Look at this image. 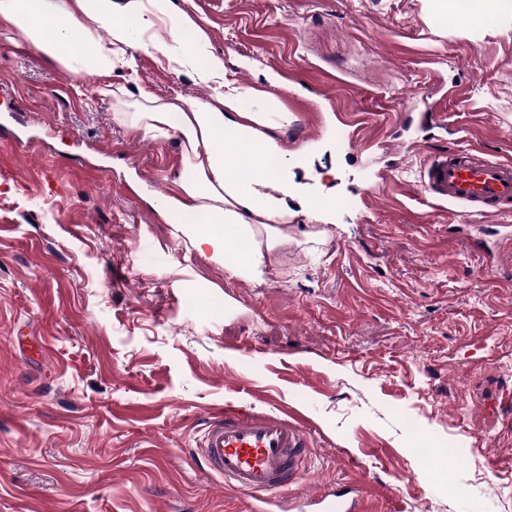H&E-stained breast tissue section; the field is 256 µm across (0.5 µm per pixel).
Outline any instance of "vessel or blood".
<instances>
[{"instance_id": "1", "label": "vessel or blood", "mask_w": 512, "mask_h": 512, "mask_svg": "<svg viewBox=\"0 0 512 512\" xmlns=\"http://www.w3.org/2000/svg\"><path fill=\"white\" fill-rule=\"evenodd\" d=\"M421 184L434 199L479 208L512 210V163L448 151L432 158ZM308 424L298 413H258L228 404L215 412L199 442L209 470L227 490L246 494L250 512H366L363 486L291 494L308 448Z\"/></svg>"}]
</instances>
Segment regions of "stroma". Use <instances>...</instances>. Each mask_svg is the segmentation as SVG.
<instances>
[{
	"label": "stroma",
	"mask_w": 512,
	"mask_h": 512,
	"mask_svg": "<svg viewBox=\"0 0 512 512\" xmlns=\"http://www.w3.org/2000/svg\"><path fill=\"white\" fill-rule=\"evenodd\" d=\"M175 2L206 30L199 59L256 89L243 110L292 114L271 131L288 177L335 212L319 224L289 200L263 282L229 278L157 212L178 139L116 124L99 79L0 36V512H247L197 448L227 403L308 418L295 491L361 483L370 512H512V214L419 183L450 149L512 161V16ZM170 40L156 21L109 83L216 99L151 48ZM428 109L419 143L405 127Z\"/></svg>",
	"instance_id": "obj_1"
}]
</instances>
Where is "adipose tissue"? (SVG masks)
<instances>
[{
  "mask_svg": "<svg viewBox=\"0 0 512 512\" xmlns=\"http://www.w3.org/2000/svg\"><path fill=\"white\" fill-rule=\"evenodd\" d=\"M430 10L462 27L487 16L512 14V0H470L458 12L455 0H430ZM167 20L171 44L156 52L174 66L192 70L201 83L223 82L212 103L174 102L150 94L131 102L123 86L100 87L112 99V118L144 137H178L184 168L175 191L159 211L176 223L189 246L209 252L230 278L262 280L275 250L287 239L288 198L284 154L268 135L266 113L245 112L242 99L253 89L224 79V63L201 61L195 51L204 30L175 0H0V31L49 55L76 76H103L125 64L117 47L138 44L158 20Z\"/></svg>",
  "mask_w": 512,
  "mask_h": 512,
  "instance_id": "obj_1",
  "label": "adipose tissue"
}]
</instances>
